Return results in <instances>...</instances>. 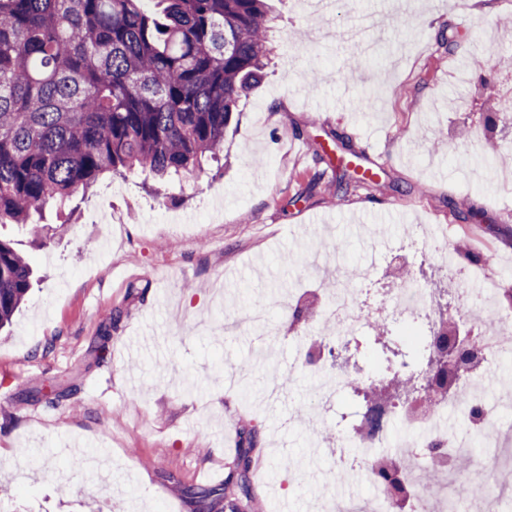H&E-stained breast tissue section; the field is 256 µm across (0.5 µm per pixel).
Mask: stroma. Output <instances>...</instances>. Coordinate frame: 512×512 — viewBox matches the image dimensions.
<instances>
[{
    "label": "stroma",
    "instance_id": "35a3bbf8",
    "mask_svg": "<svg viewBox=\"0 0 512 512\" xmlns=\"http://www.w3.org/2000/svg\"><path fill=\"white\" fill-rule=\"evenodd\" d=\"M269 0L274 51L224 139L225 166L145 192L142 178L104 177L79 210L47 209L43 247L14 224L33 286L0 331V512H200L191 492L257 429L256 491L267 512H316L324 498L374 488L337 454L361 405L357 371L388 382L383 344L415 349L419 328L391 323L382 344L359 336L335 403L314 416L317 375L294 337L320 319L324 280L300 257L338 263L340 285L364 309L380 305L383 270L360 274L381 240L413 236L410 271L447 291L432 241L470 246L482 263L468 284L512 291V166L486 167L512 146V123L485 134L473 86L512 56V0ZM376 109L360 108L369 94ZM380 163L363 181L355 157ZM354 181L341 198L336 177ZM343 251H336V242ZM302 297L295 320L285 296ZM264 306L267 321L224 333V321ZM111 338L103 358L92 345ZM104 460L96 489L69 443ZM297 460L299 475L280 468Z\"/></svg>",
    "mask_w": 512,
    "mask_h": 512
}]
</instances>
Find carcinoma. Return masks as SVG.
Segmentation results:
<instances>
[{"label": "carcinoma", "instance_id": "carcinoma-1", "mask_svg": "<svg viewBox=\"0 0 512 512\" xmlns=\"http://www.w3.org/2000/svg\"><path fill=\"white\" fill-rule=\"evenodd\" d=\"M0 0V226L37 236L34 217L78 200L105 174L140 172L158 184L191 178L221 161L224 134L239 103L260 82L272 48L267 0ZM32 269L0 238V328L11 322L31 285ZM428 339L429 369L405 375L409 362L382 360L391 385L416 396L402 408L422 415L448 397V370L436 365L448 310ZM360 440L380 425L384 399L358 386ZM256 429L238 441L221 488L229 512L254 500L251 463ZM427 460L457 456L437 439ZM397 508L415 495L401 463L371 462Z\"/></svg>", "mask_w": 512, "mask_h": 512}]
</instances>
